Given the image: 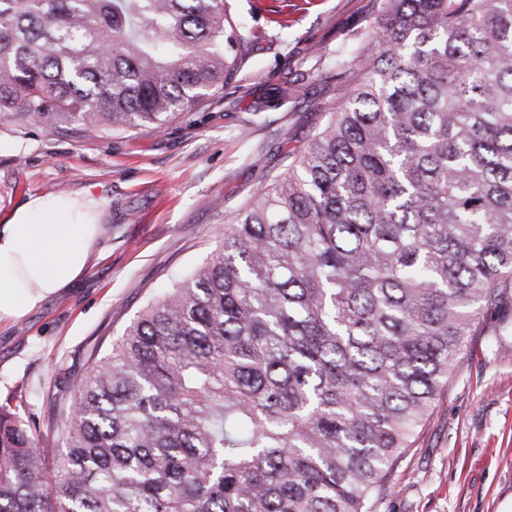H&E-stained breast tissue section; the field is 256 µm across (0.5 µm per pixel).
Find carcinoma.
Instances as JSON below:
<instances>
[{
	"mask_svg": "<svg viewBox=\"0 0 512 512\" xmlns=\"http://www.w3.org/2000/svg\"><path fill=\"white\" fill-rule=\"evenodd\" d=\"M225 0H0V119L161 128L247 41ZM367 76L210 256L56 397L0 405V512H372L512 294V0H385Z\"/></svg>",
	"mask_w": 512,
	"mask_h": 512,
	"instance_id": "cac0c4a2",
	"label": "carcinoma"
}]
</instances>
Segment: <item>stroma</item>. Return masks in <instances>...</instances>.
Masks as SVG:
<instances>
[{
	"label": "stroma",
	"instance_id": "1",
	"mask_svg": "<svg viewBox=\"0 0 512 512\" xmlns=\"http://www.w3.org/2000/svg\"><path fill=\"white\" fill-rule=\"evenodd\" d=\"M255 41L216 96L164 128L91 133L0 120V222L32 195H88L103 233L84 276L0 323V403L62 426L53 398L148 299L201 263L236 213L347 98L384 0H228ZM463 361L375 512H512V299L481 314Z\"/></svg>",
	"mask_w": 512,
	"mask_h": 512
}]
</instances>
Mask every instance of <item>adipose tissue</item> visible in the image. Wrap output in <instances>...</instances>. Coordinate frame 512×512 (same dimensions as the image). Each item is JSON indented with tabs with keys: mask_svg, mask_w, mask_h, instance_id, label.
Instances as JSON below:
<instances>
[{
	"mask_svg": "<svg viewBox=\"0 0 512 512\" xmlns=\"http://www.w3.org/2000/svg\"><path fill=\"white\" fill-rule=\"evenodd\" d=\"M102 227L92 198H30L0 225V322L76 283Z\"/></svg>",
	"mask_w": 512,
	"mask_h": 512,
	"instance_id": "adipose-tissue-1",
	"label": "adipose tissue"
}]
</instances>
